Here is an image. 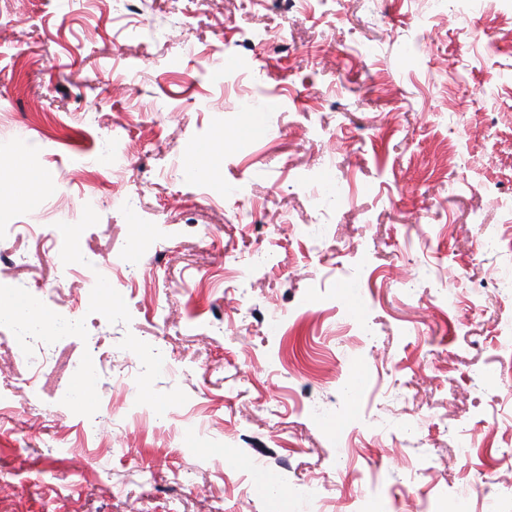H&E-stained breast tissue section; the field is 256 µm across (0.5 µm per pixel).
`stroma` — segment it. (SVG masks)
Returning a JSON list of instances; mask_svg holds the SVG:
<instances>
[{
    "instance_id": "1",
    "label": "stroma",
    "mask_w": 512,
    "mask_h": 512,
    "mask_svg": "<svg viewBox=\"0 0 512 512\" xmlns=\"http://www.w3.org/2000/svg\"><path fill=\"white\" fill-rule=\"evenodd\" d=\"M139 21L0 0V192L41 190L0 215L4 279L87 324L38 373L0 342V512H268L259 469L316 486L281 512L373 486L372 512H512V6L147 0Z\"/></svg>"
}]
</instances>
